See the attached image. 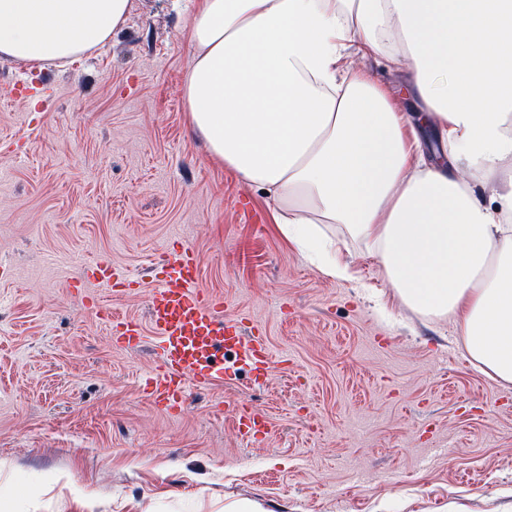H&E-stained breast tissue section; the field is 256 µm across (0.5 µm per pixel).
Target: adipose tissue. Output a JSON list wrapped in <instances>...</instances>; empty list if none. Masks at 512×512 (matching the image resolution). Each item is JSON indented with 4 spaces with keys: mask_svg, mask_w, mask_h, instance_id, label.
<instances>
[{
    "mask_svg": "<svg viewBox=\"0 0 512 512\" xmlns=\"http://www.w3.org/2000/svg\"><path fill=\"white\" fill-rule=\"evenodd\" d=\"M130 9L0 0V59L61 65ZM184 22L192 128L273 201L282 234L345 278L320 227L347 225L405 304L453 317L470 358L511 384L512 0H190ZM353 45L409 73L420 115L348 65Z\"/></svg>",
    "mask_w": 512,
    "mask_h": 512,
    "instance_id": "adipose-tissue-1",
    "label": "adipose tissue"
}]
</instances>
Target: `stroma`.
Listing matches in <instances>:
<instances>
[{"mask_svg": "<svg viewBox=\"0 0 512 512\" xmlns=\"http://www.w3.org/2000/svg\"><path fill=\"white\" fill-rule=\"evenodd\" d=\"M109 42L61 67L0 60V499L14 512H512V384L455 323L409 308L343 224L351 277L309 264L193 134L192 45L173 0H131ZM200 283L269 339L273 369L191 389L175 414L156 366L112 345L71 283L103 258L141 281L104 295L147 320L151 260L173 243ZM271 437L237 431L241 407Z\"/></svg>", "mask_w": 512, "mask_h": 512, "instance_id": "obj_1", "label": "stroma"}]
</instances>
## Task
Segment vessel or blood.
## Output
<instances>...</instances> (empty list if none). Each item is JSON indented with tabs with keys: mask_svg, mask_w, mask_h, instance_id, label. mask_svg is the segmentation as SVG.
<instances>
[{
	"mask_svg": "<svg viewBox=\"0 0 512 512\" xmlns=\"http://www.w3.org/2000/svg\"><path fill=\"white\" fill-rule=\"evenodd\" d=\"M199 277L198 254L187 247H172L155 264L148 322L112 312L107 315L118 347H140L146 329L155 331L159 360L144 391L155 406L171 414L180 410L190 387L211 388L235 379L241 365L259 381L267 378L271 368L265 333L243 331L238 320L224 317L222 301L200 288ZM136 285V279L123 268L105 260L87 263L73 283L88 301L93 289L103 287L118 296L130 293ZM229 353L235 358L231 365L224 361ZM238 430L249 438L265 434L269 421L245 409L239 415Z\"/></svg>",
	"mask_w": 512,
	"mask_h": 512,
	"instance_id": "vessel-or-blood-1",
	"label": "vessel or blood"
}]
</instances>
